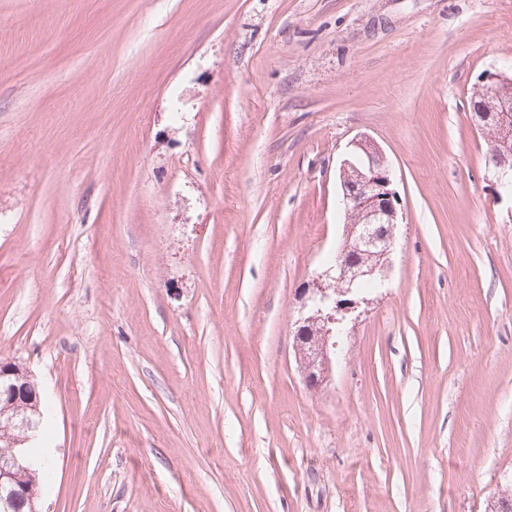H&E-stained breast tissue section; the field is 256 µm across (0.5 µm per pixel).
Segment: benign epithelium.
I'll return each instance as SVG.
<instances>
[{
    "mask_svg": "<svg viewBox=\"0 0 512 512\" xmlns=\"http://www.w3.org/2000/svg\"><path fill=\"white\" fill-rule=\"evenodd\" d=\"M470 112L478 130L494 134L495 187L503 188L512 182V78L486 72L470 97ZM339 171L342 203L350 223L335 264L301 291L300 317L296 320L295 355L311 388L322 386L330 375L331 354L344 335L348 317L365 301L360 285L384 280L394 225L398 223L397 192L379 145L366 137L356 139L340 161ZM30 384V371L23 364L0 362V402L24 407ZM11 424L21 433V448L13 454V464L0 468V489H10L11 499L29 504L30 512H38L40 486L16 485V471L32 469L33 462L22 445L36 439L38 423L17 412Z\"/></svg>",
    "mask_w": 512,
    "mask_h": 512,
    "instance_id": "obj_1",
    "label": "benign epithelium"
}]
</instances>
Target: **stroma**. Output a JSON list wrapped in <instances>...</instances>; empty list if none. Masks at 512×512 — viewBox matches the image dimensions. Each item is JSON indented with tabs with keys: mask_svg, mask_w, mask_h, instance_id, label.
Returning <instances> with one entry per match:
<instances>
[{
	"mask_svg": "<svg viewBox=\"0 0 512 512\" xmlns=\"http://www.w3.org/2000/svg\"><path fill=\"white\" fill-rule=\"evenodd\" d=\"M512 0H0V361L42 512H488L512 489V196L469 116ZM383 149L401 222L328 381L298 295ZM22 375L27 381L28 385L33 384L34 394L33 403H35L34 409L38 411L39 408V394L35 390V384L32 383L30 371L27 370L23 364L16 361H1L0 362V403L5 397V402L8 406H17L23 408L26 404L25 399L28 397V386H24L22 389L20 386L12 383V377Z\"/></svg>",
	"mask_w": 512,
	"mask_h": 512,
	"instance_id": "35a3bbf8",
	"label": "stroma"
}]
</instances>
